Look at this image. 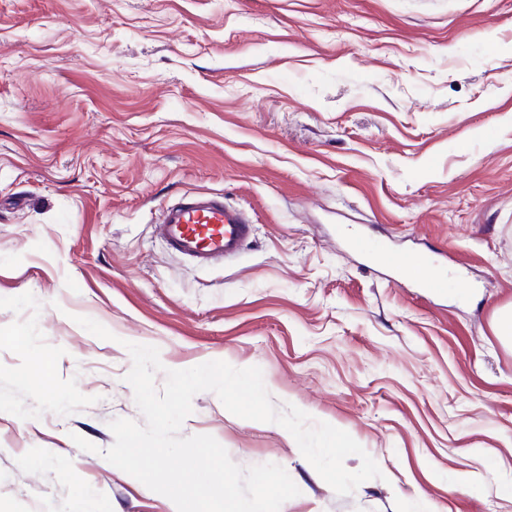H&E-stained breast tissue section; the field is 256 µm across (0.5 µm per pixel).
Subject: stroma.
I'll return each instance as SVG.
<instances>
[{
	"instance_id": "35a3bbf8",
	"label": "stroma",
	"mask_w": 512,
	"mask_h": 512,
	"mask_svg": "<svg viewBox=\"0 0 512 512\" xmlns=\"http://www.w3.org/2000/svg\"><path fill=\"white\" fill-rule=\"evenodd\" d=\"M200 190L253 219L217 267L154 232ZM510 309L512 0H0V512H173L101 455L145 421L130 342L159 388L259 367L382 472L338 495L286 429L196 394L181 436L283 467L280 512H512Z\"/></svg>"
}]
</instances>
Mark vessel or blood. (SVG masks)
I'll return each mask as SVG.
<instances>
[{
    "instance_id": "1",
    "label": "vessel or blood",
    "mask_w": 512,
    "mask_h": 512,
    "mask_svg": "<svg viewBox=\"0 0 512 512\" xmlns=\"http://www.w3.org/2000/svg\"><path fill=\"white\" fill-rule=\"evenodd\" d=\"M156 232L177 256L205 267L236 258L252 234L244 213L220 194L197 193L166 206Z\"/></svg>"
}]
</instances>
